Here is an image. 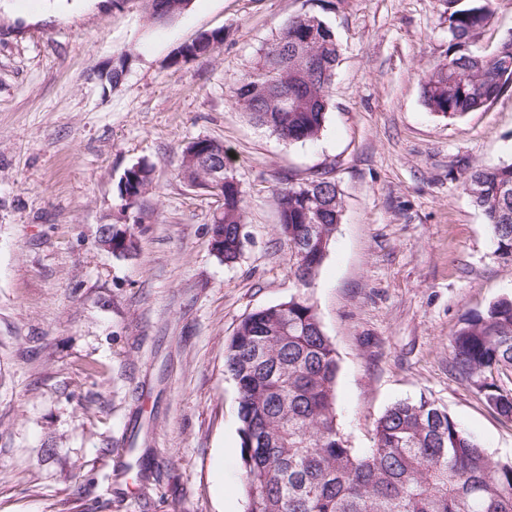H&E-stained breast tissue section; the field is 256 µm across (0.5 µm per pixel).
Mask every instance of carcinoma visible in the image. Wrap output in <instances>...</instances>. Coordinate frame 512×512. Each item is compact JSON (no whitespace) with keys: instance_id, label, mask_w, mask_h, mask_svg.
Returning <instances> with one entry per match:
<instances>
[{"instance_id":"cac0c4a2","label":"carcinoma","mask_w":512,"mask_h":512,"mask_svg":"<svg viewBox=\"0 0 512 512\" xmlns=\"http://www.w3.org/2000/svg\"><path fill=\"white\" fill-rule=\"evenodd\" d=\"M148 18L167 23L191 0H145ZM448 0L453 45L466 44L490 24L491 0ZM224 41L214 31L185 45L175 62L213 53ZM340 49L318 16L288 21L260 61L234 87L233 100L258 125L288 143L314 141L331 107L329 88ZM512 88V38L494 54H460L428 72L426 107L454 120L477 112ZM197 162L181 159V173L217 172L224 196L213 224L224 231L217 258L233 263L243 252L238 228L245 200L227 170L224 144L211 138L189 143ZM151 167L134 164L116 185L119 212H140ZM466 182L481 185L471 202L486 217L497 251L512 261V164L480 167ZM278 231L294 257L301 291L248 314L226 348L225 366L239 394L242 490L245 512H512V461L493 460L437 403L399 401L376 421L373 444H348L336 415V349L323 332L307 291L324 262L342 219V200L330 173L276 190ZM133 234L112 229V255L136 254ZM268 347L270 364L252 351ZM452 368L476 387L486 404L512 420V392L497 377L512 368V298L465 314L451 333Z\"/></svg>"}]
</instances>
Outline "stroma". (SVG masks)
I'll return each instance as SVG.
<instances>
[{
    "mask_svg": "<svg viewBox=\"0 0 512 512\" xmlns=\"http://www.w3.org/2000/svg\"><path fill=\"white\" fill-rule=\"evenodd\" d=\"M492 9L468 53L512 36V0ZM304 13L341 56L322 134L287 144L232 90ZM212 31L214 54L175 63ZM450 49L448 0H191L163 25L143 0H0V512H244L224 352L244 317L297 293L275 192L324 171L343 215L309 297L350 446L424 397L512 460V422L448 349L464 314L512 296V263L464 189L473 168L512 163V89L454 121L430 112L423 76ZM120 57L121 81H100ZM199 137L223 142L244 191L233 264L210 249L221 200L178 177ZM137 163L155 180L137 254L118 259L99 227L119 223L116 183Z\"/></svg>",
    "mask_w": 512,
    "mask_h": 512,
    "instance_id": "obj_1",
    "label": "stroma"
}]
</instances>
